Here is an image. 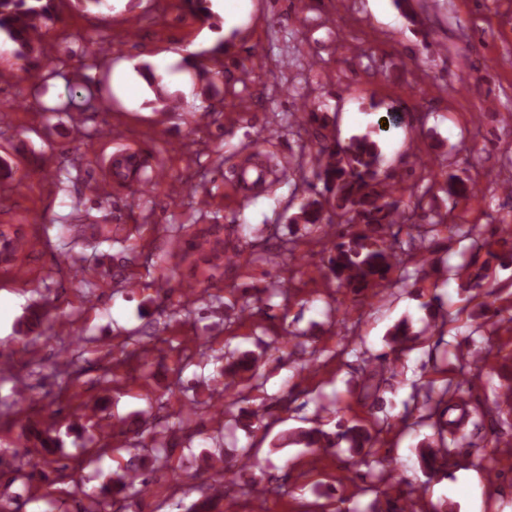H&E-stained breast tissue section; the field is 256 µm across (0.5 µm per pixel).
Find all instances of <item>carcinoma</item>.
<instances>
[{
	"mask_svg": "<svg viewBox=\"0 0 512 512\" xmlns=\"http://www.w3.org/2000/svg\"><path fill=\"white\" fill-rule=\"evenodd\" d=\"M53 2L54 0H0V34L15 46L14 55L21 68H34L39 72L37 90L44 92L50 83L59 80L64 81L68 88L66 98L41 102V111L50 116L69 112L80 104L89 109L102 94L101 81L93 77H87L80 83L72 81L68 57L41 56L42 28L53 20ZM209 2L210 0H182L186 11L202 20L212 17ZM327 119L326 114L319 113L312 107L301 116L285 117L290 129L295 127L301 130L306 125L313 127L311 149L314 150L317 161L313 195L300 198L290 223L306 224L325 235L336 227L340 228L336 237L341 242L336 244L335 252L327 260L330 278L336 282V287L347 288L357 296L362 295L388 280L394 269L397 270L394 284L407 285L427 263V258L423 256L417 261L416 268L409 269L412 251L423 249L425 241L433 238L441 226L469 241V249L480 251L487 247V254L501 264H512V246L508 239H497L496 243L502 251L494 252L490 250L492 243L489 238L482 236L479 225L464 224L456 220L454 211L460 201L468 199L474 193V187L457 176H447L443 171L435 170L434 162L431 161L421 166L419 174V181L425 187L420 192L412 193V204L404 205L395 197V189L388 182L389 175L384 170L385 158L378 143L368 135L354 136L346 142L329 138L319 132V129L327 126ZM440 176L444 177L442 190L448 197V207L444 211L435 205L433 193ZM395 226H405L410 230L408 241L399 240L398 234L393 232ZM192 248L207 254L210 262L222 261L227 256L226 250L219 246V242L212 240L208 232L196 235ZM294 257V247L285 245L280 246L277 252L264 250L258 254L257 259L266 262L271 268L266 288L284 294L277 270L286 262L293 261ZM483 280L484 275L479 271L468 277L465 284L467 288L482 289L479 293L483 298L481 306L492 308L497 314L495 321L484 323L480 328L489 335L501 330L511 332L512 308L500 305L498 291L484 288ZM443 305L444 301L438 295L424 303L429 311L426 330L432 335H444L443 328L447 319L440 316ZM140 344L141 340L128 337V341L121 346L116 361H141ZM183 355L187 365L209 362L219 365L217 374L224 382L222 387L213 388L210 400L191 406L192 414L181 416L166 426L167 432L184 430L191 416L213 407L211 398L235 389L238 381L242 379L253 382L256 388L262 386L258 362L247 353L217 356L211 353L207 342L198 339L193 347L183 349ZM79 357V350H68L66 368L53 373L59 387L68 388L76 382L79 370L75 369V364ZM462 392L463 382L448 378L435 391V396H427V400H435V405L424 419L433 420L438 449L428 448L421 452L420 458L425 473L430 476L447 473L448 443L455 442L448 435L455 434L469 416ZM452 410L461 411L460 416L454 420L445 418V414ZM20 439L23 451L36 449L45 464L51 463L48 456L54 454L59 447L49 429L40 430L30 424L23 426ZM289 439L313 454L328 448L345 446L360 450L374 448L378 444L377 437L368 429L359 425L342 424L338 425V430L334 433L319 428L299 429L289 434ZM141 484L138 474L131 473L113 481V489L129 498L140 494ZM72 491L95 500L101 512L105 509L104 496L108 492V486H102L97 492H89L82 483L74 480ZM223 500L224 495L216 491L205 494L189 508V512H221L220 503Z\"/></svg>",
	"mask_w": 512,
	"mask_h": 512,
	"instance_id": "cac0c4a2",
	"label": "carcinoma"
}]
</instances>
